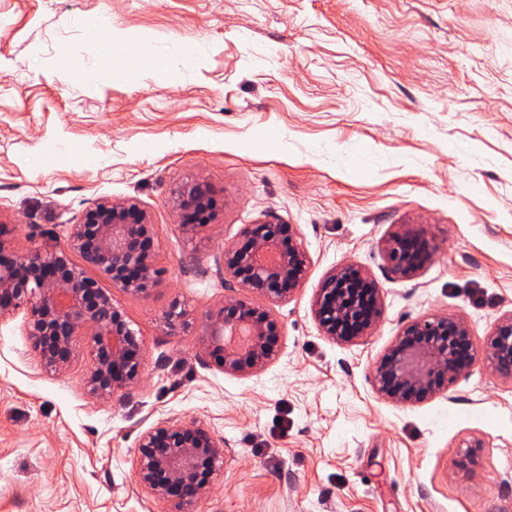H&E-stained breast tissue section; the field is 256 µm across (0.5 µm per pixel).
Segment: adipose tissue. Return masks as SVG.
<instances>
[{
    "label": "adipose tissue",
    "mask_w": 512,
    "mask_h": 512,
    "mask_svg": "<svg viewBox=\"0 0 512 512\" xmlns=\"http://www.w3.org/2000/svg\"><path fill=\"white\" fill-rule=\"evenodd\" d=\"M87 27L90 35L86 42L84 53L80 56L71 54L62 58L64 65L73 75H80L86 68L94 65L97 60L105 54H113L120 58L121 68L125 74L134 75L140 72H154L157 74L166 73L168 70L167 60L164 57L149 53H128L130 44L129 38L116 35L111 41H103L98 33L106 29L107 22L102 18L90 19Z\"/></svg>",
    "instance_id": "adipose-tissue-1"
}]
</instances>
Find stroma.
I'll list each match as a JSON object with an SVG mask.
<instances>
[{
	"mask_svg": "<svg viewBox=\"0 0 512 512\" xmlns=\"http://www.w3.org/2000/svg\"><path fill=\"white\" fill-rule=\"evenodd\" d=\"M136 35L134 52L180 41L167 75L73 79L86 19ZM0 222L7 245L62 244L100 198L138 199L163 273L117 295L139 330L140 382L87 393V358L41 367L24 316L0 322V512H177L134 477L153 424L195 418L224 466L195 512H512V383L476 363L421 403L379 396L369 376L404 320L465 318L476 342L512 311V0H0ZM212 186L213 224L184 232L175 188ZM294 225L310 267L261 370L210 362L203 324L225 295L224 248L262 215ZM400 224L439 250L413 280L381 253ZM361 266L382 322L366 339L324 336L320 281ZM187 325L168 334L172 300ZM484 442L459 466L463 440Z\"/></svg>",
	"mask_w": 512,
	"mask_h": 512,
	"instance_id": "stroma-1",
	"label": "stroma"
}]
</instances>
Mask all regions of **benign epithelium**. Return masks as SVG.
<instances>
[{"label":"benign epithelium","instance_id":"1","mask_svg":"<svg viewBox=\"0 0 512 512\" xmlns=\"http://www.w3.org/2000/svg\"><path fill=\"white\" fill-rule=\"evenodd\" d=\"M172 205L179 226L188 231L211 223L215 199L204 178L181 183ZM0 225V321L25 314V333L40 364L58 373L83 352L90 356L85 387L93 398L107 399L137 384L143 371L138 332L131 327L113 291L134 299L156 284L153 224L135 198L98 199L71 225L66 243L28 251L6 250ZM241 245L224 249V273L271 304L289 299L301 286L309 257L289 224L258 219L244 225ZM438 250L434 238L417 224H402L382 244L387 272L410 281ZM112 289L102 287V281ZM314 315L325 335L342 341L371 335L383 315L378 283L362 267L346 265L321 282ZM186 312L173 299L164 327L174 335ZM206 352L225 372L258 369L275 355L279 330L267 309L245 296L230 294L205 317ZM512 381V312L495 323L483 346L475 344L461 317L426 315L407 320L394 345L373 369L376 393L401 403L422 402L444 392L475 362ZM460 465L478 462L484 442H463ZM224 462V440L201 421H160L138 439L135 479L157 499L174 500L180 512L194 506L209 489Z\"/></svg>","mask_w":512,"mask_h":512}]
</instances>
